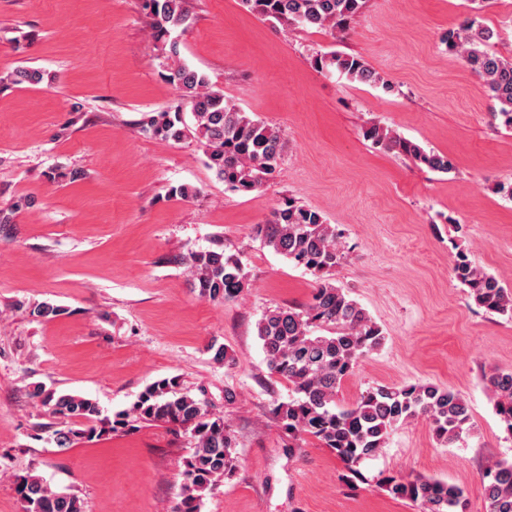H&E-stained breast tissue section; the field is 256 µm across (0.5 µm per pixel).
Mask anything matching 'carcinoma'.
Here are the masks:
<instances>
[{
    "mask_svg": "<svg viewBox=\"0 0 512 512\" xmlns=\"http://www.w3.org/2000/svg\"><path fill=\"white\" fill-rule=\"evenodd\" d=\"M244 9L271 24L301 27H331L346 32L365 0H240ZM152 16V35L168 44L164 80L179 93L178 103L149 117L146 130L164 140L194 138L203 148L207 165L234 191L248 193L263 187L273 176L285 147L282 130L252 119L227 101L223 90L208 77L191 68L180 57L179 44L170 38L177 28L186 29L194 20L191 0H145ZM495 32L470 18L443 36L448 52L461 58L465 67L482 82L489 96L499 104L494 116L512 128V59L489 50ZM315 66L334 70L350 80L393 86L362 57L333 52L317 55ZM8 78L16 84L36 85L45 78L37 68L21 67ZM192 113L194 123L184 119ZM376 146L397 151L431 171L446 173L452 162L444 154L426 151L381 125L365 131ZM254 235L274 252L316 279L307 307H276L267 310L257 324V335L271 373L285 379L292 398L276 408L282 427L294 434L314 437L330 449L354 475L357 465L384 448L390 432L399 424L424 418L443 446L455 443L470 422L469 405L457 391L435 385H377L347 408L336 405L342 382L360 361L381 348L382 329L366 310L343 289L331 282L333 271L344 260L336 226L326 223L317 211L290 199L271 218L253 228ZM193 287L212 302L236 298L247 286L241 260L227 255L221 247L189 256ZM455 278L468 288L474 303L512 320V291L499 280L475 267L464 250L456 253ZM63 309L51 302L34 305L36 320L48 322ZM491 391L495 414L504 430L512 435V371L494 369L483 375ZM33 396L52 414L68 419L71 427L53 432L56 446L65 450L76 440L92 441L105 434L129 430L141 423H166L190 433L194 448L182 472V501L177 512H198L200 500L237 467L234 440L224 419L211 413L198 399L175 390V380L161 379L141 392L132 408L114 419L100 418L98 404L87 398L44 393L37 387ZM383 486L393 496L419 506L421 512H467L461 487L433 478L388 476ZM488 512H512V461L489 463L483 472ZM24 512H83L80 499L54 491L42 478L29 474L20 479Z\"/></svg>",
    "mask_w": 512,
    "mask_h": 512,
    "instance_id": "1",
    "label": "carcinoma"
}]
</instances>
